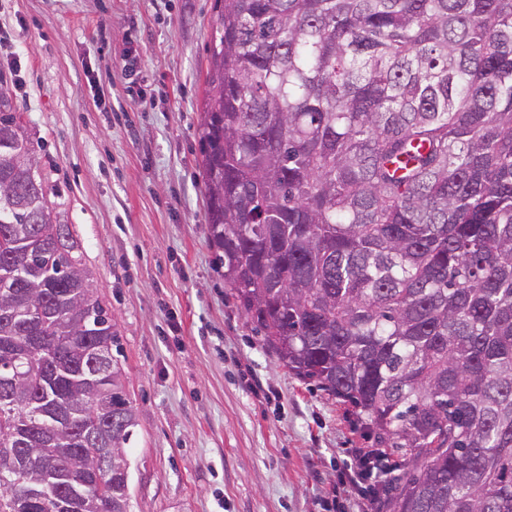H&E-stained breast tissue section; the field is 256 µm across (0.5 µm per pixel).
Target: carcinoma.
Wrapping results in <instances>:
<instances>
[{
    "label": "carcinoma",
    "mask_w": 512,
    "mask_h": 512,
    "mask_svg": "<svg viewBox=\"0 0 512 512\" xmlns=\"http://www.w3.org/2000/svg\"><path fill=\"white\" fill-rule=\"evenodd\" d=\"M214 10L200 140L225 283L289 370L410 451L389 512H512V0ZM35 167L0 92V374L20 375L0 390V512H73L78 490L81 512H130L118 333ZM33 326L52 383L21 378ZM109 398L86 445L49 432L61 405L79 429ZM86 447L112 460L107 499Z\"/></svg>",
    "instance_id": "1"
}]
</instances>
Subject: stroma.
I'll list each match as a JSON object with an SVG mask.
<instances>
[{
	"label": "stroma",
	"mask_w": 512,
	"mask_h": 512,
	"mask_svg": "<svg viewBox=\"0 0 512 512\" xmlns=\"http://www.w3.org/2000/svg\"><path fill=\"white\" fill-rule=\"evenodd\" d=\"M213 6L0 0V88L117 324L137 419L131 512H356L334 491L371 441L264 346L209 239L199 127Z\"/></svg>",
	"instance_id": "1"
}]
</instances>
